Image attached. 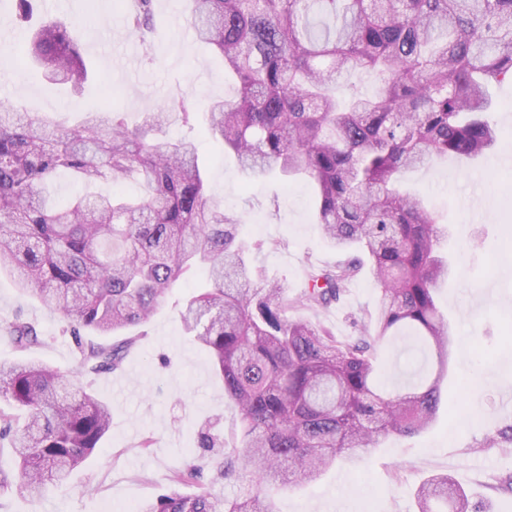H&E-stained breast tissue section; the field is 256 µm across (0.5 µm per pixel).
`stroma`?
I'll return each instance as SVG.
<instances>
[{"label": "stroma", "mask_w": 512, "mask_h": 512, "mask_svg": "<svg viewBox=\"0 0 512 512\" xmlns=\"http://www.w3.org/2000/svg\"><path fill=\"white\" fill-rule=\"evenodd\" d=\"M124 0H96L99 20L82 40V54L96 74L83 94L49 85L27 48L32 34L15 18L14 0H0V21L10 25L0 44V102L22 105L71 123L82 109L104 105V89L121 92L118 105L129 125L171 97H181L190 123L174 121L171 138L196 139L211 196L242 223L252 265L284 283L289 294L306 285L308 263L333 264L343 255L330 247L313 222L315 195L298 180L281 189L271 176L239 171L221 142L203 136L210 98L234 99L237 88L224 76V61L197 42L187 26L186 0H153L159 27L151 52L129 62L120 43L128 36ZM492 113L499 138L485 158L468 164L440 159L406 172L403 187L424 197L456 236L448 249L457 277L439 288L436 302L454 332L448 380L442 386L434 424L410 438L390 437L368 449L360 465L336 463L315 484L274 496L276 512H416L413 490L426 477L452 475L482 512H512V445L490 441L512 426L503 394L512 388V85L496 90ZM282 241L279 250L268 242ZM199 271L182 280L155 313L121 370L91 377V389L112 408V426L98 452L68 484L32 501L18 486L0 491V512H102L172 490L174 469L201 459L198 432L214 420L226 445H234L236 409L224 396L207 354L185 335L182 310L205 285ZM378 296L371 271L348 283L340 300L323 312L302 316L324 324L337 337L356 335L355 318L373 310ZM32 323L43 340L29 358L69 375L77 373V351L59 316L18 290L12 274L0 271V361L20 354L5 332L15 318ZM152 448H140L143 437Z\"/></svg>", "instance_id": "obj_1"}]
</instances>
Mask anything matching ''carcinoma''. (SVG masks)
I'll return each instance as SVG.
<instances>
[{
    "mask_svg": "<svg viewBox=\"0 0 512 512\" xmlns=\"http://www.w3.org/2000/svg\"><path fill=\"white\" fill-rule=\"evenodd\" d=\"M130 31L152 46L153 0L126 5ZM187 21L224 59L239 84L235 101L210 100L207 133L247 174L309 179L314 223L348 257L312 266L308 288L291 297L251 265L239 220L208 195L193 141L166 128L190 112L176 100L130 128L124 113L102 108L72 126L40 112L0 104V270L19 290L59 314L75 338L81 373L122 368L140 334L173 288L197 269L210 288L185 304V334L205 353L237 407L232 450L206 432L204 464L173 471L176 486L137 512H275L273 494L316 481L340 460L389 435L426 431L436 420L448 375L452 331L435 292L456 275L439 256L451 237L402 174L441 156L472 160L496 144L492 89L512 81V0H190ZM82 25L43 22L29 55L53 85L81 91L89 71ZM375 76L367 94L341 78ZM59 170L87 188L59 204L45 196ZM136 182L134 196L88 187ZM379 286L360 334L294 318L324 309L365 265ZM411 332L414 358L431 371L407 392L377 382L380 343ZM9 339L24 352L42 345L15 320ZM0 440L16 462L18 486L33 500L60 486L95 452L112 410L84 385L37 360L0 363ZM208 468L211 486L201 483ZM239 484L233 498L216 484ZM418 512H475L447 473L415 489Z\"/></svg>",
    "mask_w": 512,
    "mask_h": 512,
    "instance_id": "1",
    "label": "carcinoma"
}]
</instances>
